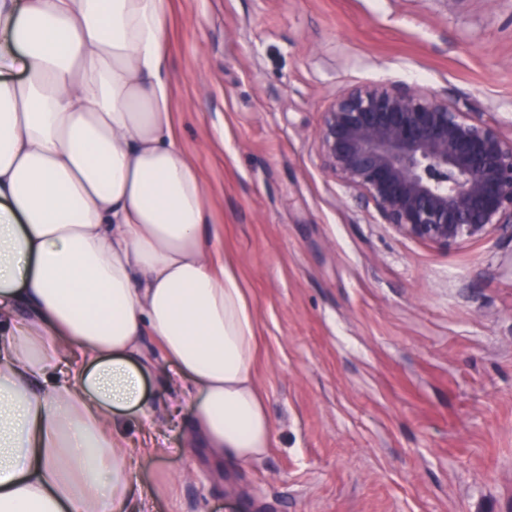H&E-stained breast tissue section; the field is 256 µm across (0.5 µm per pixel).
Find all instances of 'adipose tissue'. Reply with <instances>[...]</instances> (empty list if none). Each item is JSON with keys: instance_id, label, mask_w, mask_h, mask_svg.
Segmentation results:
<instances>
[{"instance_id": "1", "label": "adipose tissue", "mask_w": 512, "mask_h": 512, "mask_svg": "<svg viewBox=\"0 0 512 512\" xmlns=\"http://www.w3.org/2000/svg\"><path fill=\"white\" fill-rule=\"evenodd\" d=\"M168 11L0 0V512H152L120 414L154 421L151 369L193 404L168 491L271 446L255 309L174 130Z\"/></svg>"}]
</instances>
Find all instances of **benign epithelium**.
Returning <instances> with one entry per match:
<instances>
[{
	"mask_svg": "<svg viewBox=\"0 0 512 512\" xmlns=\"http://www.w3.org/2000/svg\"><path fill=\"white\" fill-rule=\"evenodd\" d=\"M317 138L324 170L375 223L446 248L512 236V139L448 94L354 86L324 109Z\"/></svg>",
	"mask_w": 512,
	"mask_h": 512,
	"instance_id": "benign-epithelium-1",
	"label": "benign epithelium"
}]
</instances>
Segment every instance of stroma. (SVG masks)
I'll return each mask as SVG.
<instances>
[{
  "label": "stroma",
  "mask_w": 512,
  "mask_h": 512,
  "mask_svg": "<svg viewBox=\"0 0 512 512\" xmlns=\"http://www.w3.org/2000/svg\"><path fill=\"white\" fill-rule=\"evenodd\" d=\"M175 130L209 240L256 309L261 459L156 512H512V238L444 249L371 216L322 168L324 108L402 81L512 134V0H171ZM179 404L159 419L183 469Z\"/></svg>",
  "instance_id": "stroma-1"
}]
</instances>
